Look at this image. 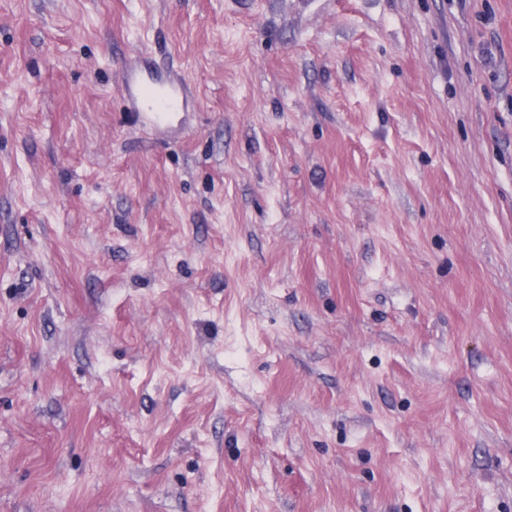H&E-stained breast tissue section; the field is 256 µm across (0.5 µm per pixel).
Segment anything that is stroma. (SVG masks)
<instances>
[{
  "label": "stroma",
  "mask_w": 512,
  "mask_h": 512,
  "mask_svg": "<svg viewBox=\"0 0 512 512\" xmlns=\"http://www.w3.org/2000/svg\"><path fill=\"white\" fill-rule=\"evenodd\" d=\"M0 512H512V0H0ZM142 89L147 92L143 93ZM127 90L138 100L142 116L154 126L171 123L182 110L185 92L182 80L157 85L150 79H138V73L131 72Z\"/></svg>",
  "instance_id": "35a3bbf8"
}]
</instances>
